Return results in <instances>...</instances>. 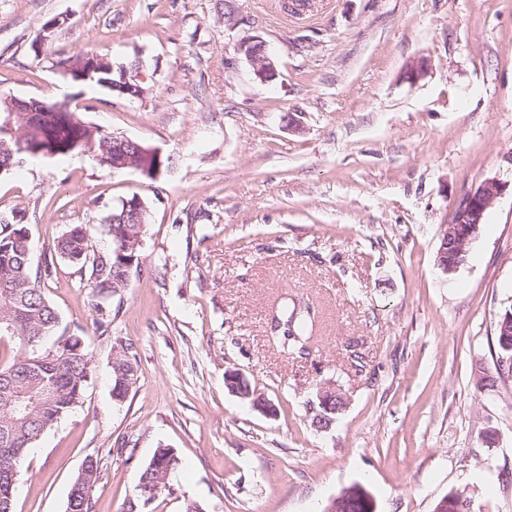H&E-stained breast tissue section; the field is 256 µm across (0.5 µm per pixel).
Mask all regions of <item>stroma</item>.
<instances>
[{
	"label": "stroma",
	"mask_w": 512,
	"mask_h": 512,
	"mask_svg": "<svg viewBox=\"0 0 512 512\" xmlns=\"http://www.w3.org/2000/svg\"><path fill=\"white\" fill-rule=\"evenodd\" d=\"M251 37L274 80L238 52ZM78 53L140 60L146 97L71 83L56 63ZM421 57L427 71L407 79ZM1 95L69 101L171 160L154 179L81 154L0 177V211L26 209L36 264L122 199L150 214L109 335L91 334L71 267L45 287L61 328L86 329L92 371L22 460L14 512H66L90 457L92 512H127L162 446L180 461L172 490L137 512H320L357 483L376 512H434L451 492L512 512V379L477 387L512 307V0H0ZM489 178L503 193L443 274L440 230ZM294 296L320 316L302 361L264 334ZM118 340L138 368L122 401ZM228 372L269 409L230 392ZM325 384L346 405L322 428ZM262 43V50L259 53H255L252 49V46L254 43ZM237 50L242 53L246 60L249 62L254 75L260 79L261 81L267 82L275 78L277 75V69L275 65V59L274 57L267 51L266 43H264L262 40H249L244 41L239 44ZM260 54L264 55L265 62L261 65H259L256 62V59Z\"/></svg>",
	"instance_id": "stroma-1"
}]
</instances>
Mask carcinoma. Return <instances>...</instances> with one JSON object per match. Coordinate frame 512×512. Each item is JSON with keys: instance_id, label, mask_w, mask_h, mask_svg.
<instances>
[{"instance_id": "obj_1", "label": "carcinoma", "mask_w": 512, "mask_h": 512, "mask_svg": "<svg viewBox=\"0 0 512 512\" xmlns=\"http://www.w3.org/2000/svg\"><path fill=\"white\" fill-rule=\"evenodd\" d=\"M41 112L22 115L15 129L33 158L67 157L95 151L98 165L112 168V154L133 156L131 145L112 142V133L91 125L78 112H57V102L45 100ZM17 144H0V165L18 169ZM9 222H0V338L6 336L12 353L0 356V505L14 512L15 486L3 479L17 464L15 455H26L37 440L82 401L91 372L92 357L83 341L86 330L79 327L66 335L57 334L59 317L45 293V281L51 278L56 262L75 268L90 289L91 304L98 313L93 333L105 336L112 325V297L127 287L130 277L140 272V234L149 224L147 209L140 213L120 204L105 219L104 229L113 242L105 252L90 243L91 226L73 224L47 246L44 261L32 263L29 240L30 219L24 209H14ZM506 309L495 322L498 353L491 381L512 376V327L503 328ZM315 321L302 305L283 307L273 316L270 334L279 352L288 356L307 355ZM57 335L54 346L42 349L44 340ZM113 393L124 400L137 380V361L127 343L112 346ZM4 448L14 453L2 452ZM178 458L172 456L148 464L135 488L130 506L154 501L155 481L163 471H174ZM98 481V470L78 473L73 486L79 490L68 496L66 512H91L90 493ZM338 512H368L369 491L349 497L340 492Z\"/></svg>"}]
</instances>
